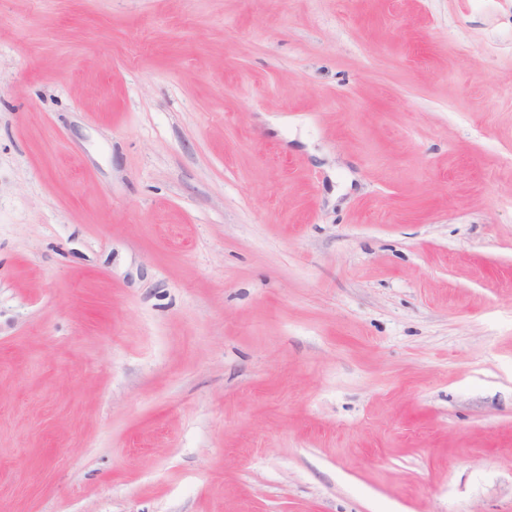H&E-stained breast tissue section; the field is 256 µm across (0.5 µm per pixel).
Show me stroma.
<instances>
[{
	"mask_svg": "<svg viewBox=\"0 0 512 512\" xmlns=\"http://www.w3.org/2000/svg\"><path fill=\"white\" fill-rule=\"evenodd\" d=\"M0 512H512V0H0Z\"/></svg>",
	"mask_w": 512,
	"mask_h": 512,
	"instance_id": "1",
	"label": "stroma"
}]
</instances>
